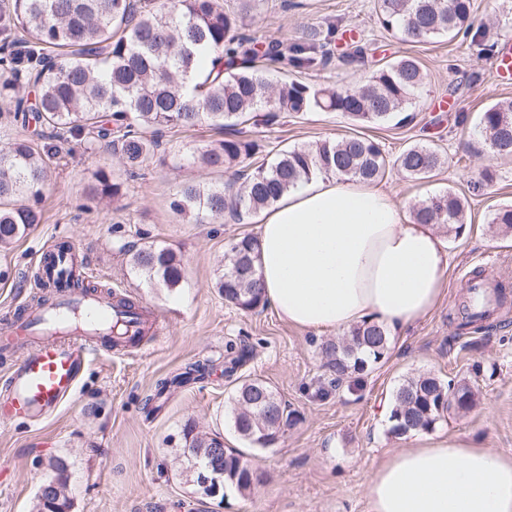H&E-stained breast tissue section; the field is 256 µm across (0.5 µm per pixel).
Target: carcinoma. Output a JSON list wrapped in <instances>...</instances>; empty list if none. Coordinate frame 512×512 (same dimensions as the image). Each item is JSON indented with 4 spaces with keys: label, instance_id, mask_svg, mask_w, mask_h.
I'll list each match as a JSON object with an SVG mask.
<instances>
[{
    "label": "carcinoma",
    "instance_id": "1",
    "mask_svg": "<svg viewBox=\"0 0 512 512\" xmlns=\"http://www.w3.org/2000/svg\"><path fill=\"white\" fill-rule=\"evenodd\" d=\"M237 12L222 0H7L0 7V98L10 104V121L36 127L35 136L19 134L0 150V246L23 237L41 222V205L56 158L50 142L77 140L93 151L118 158L130 174L157 154L165 129H191L207 123L225 131V138L198 150L197 159L211 170H232L227 184H186L170 203L171 209L197 223L229 212L241 219L273 205L298 184L321 174H339L376 182L396 168L413 179H427L447 163L436 147L413 144L391 159L381 144L354 135L323 140L308 147L284 149L269 162H252L261 151L258 141L240 137L241 126L268 129L285 112H339L356 125H405V113L425 84L419 61L402 56L383 63L356 89L334 84H309L297 79L274 83L268 66L281 69L323 70L330 62L332 31L311 28L282 46L262 47L245 32L246 17L260 0H242ZM381 28L413 43L462 34L486 52L485 32L474 28L473 0H376ZM213 54L211 69L194 73L195 59ZM31 89L34 102L22 95ZM479 131L491 157L512 158V99L497 101L480 115ZM94 197L121 196L122 183L106 166L94 173ZM466 197L453 190L412 206V219L445 227L454 237L467 226ZM491 223L512 231V206L495 210ZM258 241L244 236L224 253V269L216 288L224 301L243 311L265 306L256 267ZM130 264L149 281L170 290L183 281L181 259L153 244L129 252ZM389 335L377 323L354 326L343 338L325 347L326 367L339 384L385 357ZM224 376L235 384L232 424L253 446L274 441L288 424L286 406L267 383L239 374L251 358L242 348H227ZM209 367L195 362L185 371L156 384L145 405L173 387L201 380ZM259 400L247 414L244 396ZM475 405L466 383L423 374L407 378L392 396L389 432L407 436L429 432L445 415L460 414ZM188 460L195 475L218 478L243 492L262 479L243 454L224 447L217 437L196 435ZM58 477L43 483L36 512H70L65 466L53 464Z\"/></svg>",
    "mask_w": 512,
    "mask_h": 512
}]
</instances>
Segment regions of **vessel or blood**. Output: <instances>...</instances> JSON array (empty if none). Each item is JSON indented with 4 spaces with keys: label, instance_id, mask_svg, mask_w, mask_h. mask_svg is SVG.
Here are the masks:
<instances>
[{
    "label": "vessel or blood",
    "instance_id": "b4317fda",
    "mask_svg": "<svg viewBox=\"0 0 512 512\" xmlns=\"http://www.w3.org/2000/svg\"><path fill=\"white\" fill-rule=\"evenodd\" d=\"M89 262L79 247H71L61 262L45 261V280L73 275L83 285L63 291L55 315V332L44 331L41 307L26 305L0 322V350L27 348L28 353L5 379L0 394V421L38 422L57 412L79 387L88 358L97 351L101 333L110 331L118 310L113 299L89 290Z\"/></svg>",
    "mask_w": 512,
    "mask_h": 512
}]
</instances>
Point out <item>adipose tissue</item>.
I'll list each match as a JSON object with an SVG mask.
<instances>
[{
  "label": "adipose tissue",
  "instance_id": "1",
  "mask_svg": "<svg viewBox=\"0 0 512 512\" xmlns=\"http://www.w3.org/2000/svg\"><path fill=\"white\" fill-rule=\"evenodd\" d=\"M263 299L317 333L375 322L395 332L431 314L447 286L436 225L419 224L388 190L326 176L300 183L261 214ZM368 512H512V456L468 435L418 434L367 482Z\"/></svg>",
  "mask_w": 512,
  "mask_h": 512
}]
</instances>
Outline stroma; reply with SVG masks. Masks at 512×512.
<instances>
[{
	"mask_svg": "<svg viewBox=\"0 0 512 512\" xmlns=\"http://www.w3.org/2000/svg\"><path fill=\"white\" fill-rule=\"evenodd\" d=\"M374 0H263L248 29L258 41H292L307 27L337 26L332 68L300 73V80H330L355 88L383 62L416 58L428 73L409 106L414 119L402 127L366 129L385 152L398 156L414 143L439 147L446 164L429 179L394 170L382 184L404 208L451 189L466 195L470 232L447 236V292L431 315L391 340L385 357L365 373L334 385L322 346L332 340L288 324L271 307L242 311L228 305L215 282L228 243L257 235L260 221L223 219L198 224L177 215L170 202L193 182H228L233 171L192 165L193 148L215 139L210 126L191 132L163 131L157 158L137 177H126L117 159L86 150L77 141L58 145L62 164L53 170L41 224L9 248L0 249V317L11 306L31 302L41 290L33 280L43 251L57 241L76 244L100 283L159 309L163 332L146 337L143 348H101L76 396L52 419L37 425L0 423V512H35L41 484L52 477V461L64 462L71 512H368L366 485L372 469L390 452L411 447V437L388 431L392 394L409 376L427 373L469 381L476 404L469 412L442 418L436 433H466L481 447L512 455V232L491 224L494 209L512 204V159L487 154L476 127L479 113L512 99V79L497 77L494 57L477 55L462 39L412 43L383 31ZM476 19L488 38L512 36V0H474ZM364 44V65H344L353 42ZM467 115L457 125L458 115ZM337 112H304L267 129L248 127L266 154L356 133ZM108 166L123 180L119 200L90 199L91 177ZM492 183L471 193L483 169ZM154 244L182 257L185 276L169 290L132 268L127 250ZM484 269L505 295L502 310L478 326L461 328L462 287L473 269ZM253 352L244 372L268 383L293 414L274 445L247 450L264 474L246 493L226 487L223 498L201 495L184 457L183 431L219 436L225 447H241L231 417L232 384L224 377L228 345ZM209 360L205 380L177 389L155 417L144 410L159 379L191 362Z\"/></svg>",
	"mask_w": 512,
	"mask_h": 512,
	"instance_id": "1",
	"label": "stroma"
}]
</instances>
